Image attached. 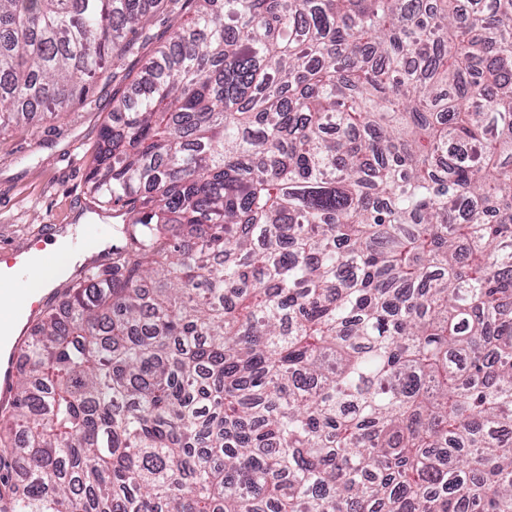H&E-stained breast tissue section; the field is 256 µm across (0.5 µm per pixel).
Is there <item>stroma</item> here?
Masks as SVG:
<instances>
[{
  "mask_svg": "<svg viewBox=\"0 0 512 512\" xmlns=\"http://www.w3.org/2000/svg\"><path fill=\"white\" fill-rule=\"evenodd\" d=\"M125 93L133 97L137 91L106 74L62 117L0 133V246L22 247L48 236L50 226L73 224L81 216L91 219L84 241L110 231L111 207L90 214L87 179L112 99Z\"/></svg>",
  "mask_w": 512,
  "mask_h": 512,
  "instance_id": "obj_1",
  "label": "stroma"
}]
</instances>
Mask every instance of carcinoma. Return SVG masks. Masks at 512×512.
Instances as JSON below:
<instances>
[{"label":"carcinoma","mask_w":512,"mask_h":512,"mask_svg":"<svg viewBox=\"0 0 512 512\" xmlns=\"http://www.w3.org/2000/svg\"><path fill=\"white\" fill-rule=\"evenodd\" d=\"M147 42L0 512H512V0H0V132Z\"/></svg>","instance_id":"carcinoma-1"}]
</instances>
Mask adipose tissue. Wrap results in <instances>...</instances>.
<instances>
[{"mask_svg": "<svg viewBox=\"0 0 512 512\" xmlns=\"http://www.w3.org/2000/svg\"><path fill=\"white\" fill-rule=\"evenodd\" d=\"M70 232H58L46 242L44 250L34 253L20 269V278L26 279L29 288L44 293L57 278L68 275L76 263L83 261L90 252H101L106 242H99L92 250L70 248Z\"/></svg>", "mask_w": 512, "mask_h": 512, "instance_id": "ef3b65f1", "label": "adipose tissue"}]
</instances>
